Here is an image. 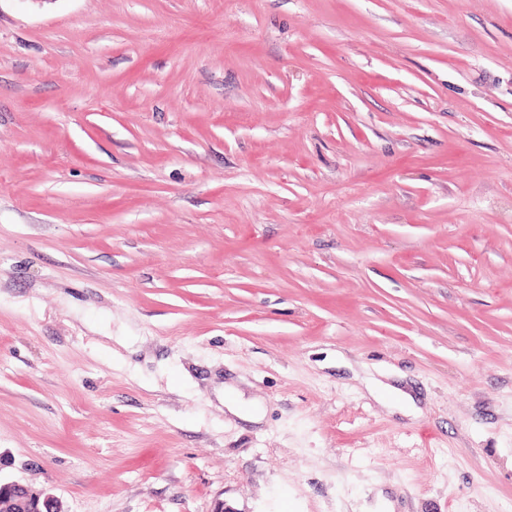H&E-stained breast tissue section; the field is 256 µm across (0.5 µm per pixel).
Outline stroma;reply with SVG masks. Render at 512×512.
<instances>
[{
  "label": "stroma",
  "mask_w": 512,
  "mask_h": 512,
  "mask_svg": "<svg viewBox=\"0 0 512 512\" xmlns=\"http://www.w3.org/2000/svg\"><path fill=\"white\" fill-rule=\"evenodd\" d=\"M0 479L512 512V0H0Z\"/></svg>",
  "instance_id": "stroma-1"
}]
</instances>
